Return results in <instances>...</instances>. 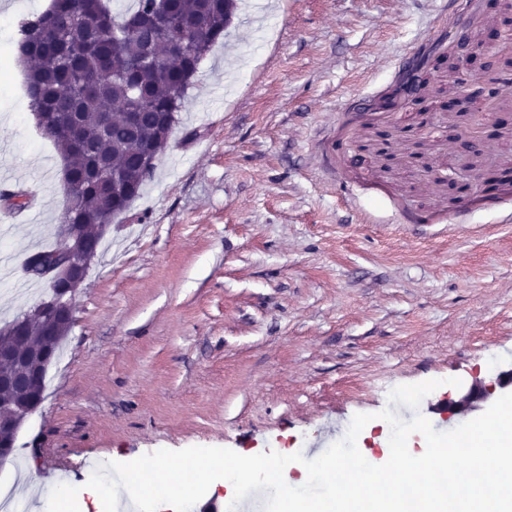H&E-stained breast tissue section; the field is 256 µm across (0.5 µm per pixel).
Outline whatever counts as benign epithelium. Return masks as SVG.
Returning <instances> with one entry per match:
<instances>
[{
  "instance_id": "benign-epithelium-1",
  "label": "benign epithelium",
  "mask_w": 512,
  "mask_h": 512,
  "mask_svg": "<svg viewBox=\"0 0 512 512\" xmlns=\"http://www.w3.org/2000/svg\"><path fill=\"white\" fill-rule=\"evenodd\" d=\"M499 37L500 33L494 30L481 42H462L456 46L454 57L460 78L456 96L447 107L462 103L477 106L486 100L479 71L487 67L488 46ZM455 142L470 154L482 151V139L470 132L456 134ZM428 173L448 183V189L455 192L512 182V170L492 172L481 182L469 168L445 174L430 169ZM58 237L60 245L51 255L35 253L24 262L25 274L48 282L51 293L31 314L17 318L0 331V466L12 457L24 421L43 402L46 373L57 357L63 331L71 327L75 318L73 294L84 282L92 260L81 249L79 225H59ZM491 394L492 389L476 384L456 402L455 408L460 412L474 411L478 402Z\"/></svg>"
}]
</instances>
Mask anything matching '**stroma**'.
<instances>
[{"mask_svg": "<svg viewBox=\"0 0 512 512\" xmlns=\"http://www.w3.org/2000/svg\"><path fill=\"white\" fill-rule=\"evenodd\" d=\"M241 6L201 62L158 167L115 219L73 298L75 320L22 425L0 492L27 512L55 480L160 449L253 456L331 446L370 413L445 432L480 370L512 369V183L449 191L428 176L512 166V0H267ZM50 0L0 9V169L37 222L0 240V326L49 293L16 270L55 246L63 161L10 50ZM474 113L448 108L461 41L488 31ZM436 66L416 70L418 56ZM418 100L397 87L409 73ZM474 129L483 155L453 144ZM457 378L461 387L449 386ZM442 380L418 410L395 386Z\"/></svg>", "mask_w": 512, "mask_h": 512, "instance_id": "obj_1", "label": "stroma"}]
</instances>
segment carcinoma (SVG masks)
<instances>
[{
  "mask_svg": "<svg viewBox=\"0 0 512 512\" xmlns=\"http://www.w3.org/2000/svg\"><path fill=\"white\" fill-rule=\"evenodd\" d=\"M170 8L191 25L184 48L152 24L124 35L105 0H52L21 25L25 94L33 111L48 113L42 132L66 162L62 219L85 226L80 235L94 255L102 243L94 225L112 221V198L140 194L147 179L143 140L161 152L173 132L156 113L181 111L200 62L224 38V12L237 0H171ZM130 112L138 113L134 127ZM97 166L111 170L112 189L92 179Z\"/></svg>",
  "mask_w": 512,
  "mask_h": 512,
  "instance_id": "carcinoma-1",
  "label": "carcinoma"
}]
</instances>
